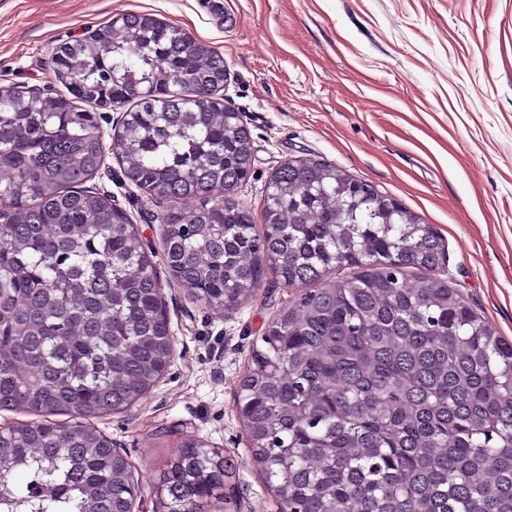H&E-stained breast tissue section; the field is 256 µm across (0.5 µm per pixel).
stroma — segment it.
I'll return each instance as SVG.
<instances>
[{
	"label": "stroma",
	"instance_id": "35a3bbf8",
	"mask_svg": "<svg viewBox=\"0 0 512 512\" xmlns=\"http://www.w3.org/2000/svg\"><path fill=\"white\" fill-rule=\"evenodd\" d=\"M151 13L223 56V95L248 127L253 174L234 195L260 209L271 174L310 154L341 166L433 224L441 271L512 339V0H0V85L63 91L51 58L112 17ZM95 184L163 252V210L125 182L115 155ZM173 359L153 390L95 419L126 451L139 512L192 440L236 465V512H280L256 473L237 413L252 344L296 289L267 277L219 315L160 272Z\"/></svg>",
	"mask_w": 512,
	"mask_h": 512
}]
</instances>
